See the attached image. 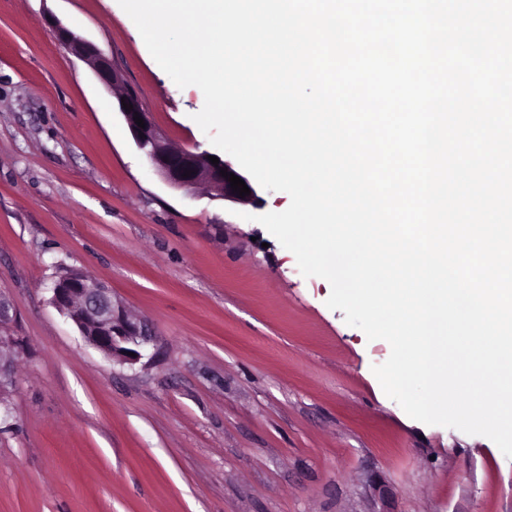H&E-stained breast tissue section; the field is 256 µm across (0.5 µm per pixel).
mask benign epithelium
Returning a JSON list of instances; mask_svg holds the SVG:
<instances>
[{
  "label": "benign epithelium",
  "instance_id": "benign-epithelium-1",
  "mask_svg": "<svg viewBox=\"0 0 512 512\" xmlns=\"http://www.w3.org/2000/svg\"><path fill=\"white\" fill-rule=\"evenodd\" d=\"M53 37L83 61L98 80L110 91L117 85V75L111 60L91 40L76 34L56 18L49 23ZM116 107L145 163L154 169L172 188L193 195L205 186L214 199L247 205L258 200L253 183L230 162L219 159L212 164L208 152H194L169 146L155 126L151 112L133 91L115 93ZM133 106L127 110L124 104ZM144 120L145 127L135 123L134 115ZM225 170L240 177L250 194L241 198L232 190L230 181L220 175ZM190 176L183 177L185 172ZM52 304L67 315L78 327L83 340L104 356L133 364L141 358L137 347L147 343L151 334L147 326L134 321L116 308L112 290L97 279L82 274L60 276L52 288ZM18 353L12 336H0V394L13 384L10 367Z\"/></svg>",
  "mask_w": 512,
  "mask_h": 512
}]
</instances>
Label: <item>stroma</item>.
Returning a JSON list of instances; mask_svg holds the SVG:
<instances>
[{
  "mask_svg": "<svg viewBox=\"0 0 512 512\" xmlns=\"http://www.w3.org/2000/svg\"><path fill=\"white\" fill-rule=\"evenodd\" d=\"M109 57L167 142L212 151L117 0H0V291L21 344L0 423V512H512V459L426 425L373 373L391 347L330 309L259 215L169 187L111 93L50 34ZM102 281L153 339L136 363L51 303L62 268Z\"/></svg>",
  "mask_w": 512,
  "mask_h": 512,
  "instance_id": "35a3bbf8",
  "label": "stroma"
}]
</instances>
